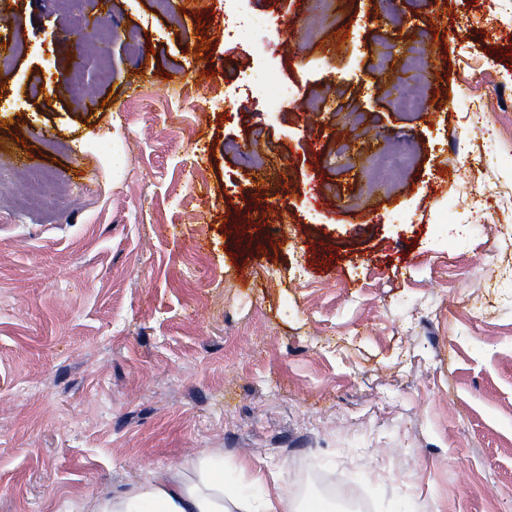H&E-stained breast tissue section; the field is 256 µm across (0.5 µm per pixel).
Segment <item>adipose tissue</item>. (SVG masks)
Here are the masks:
<instances>
[{"mask_svg": "<svg viewBox=\"0 0 512 512\" xmlns=\"http://www.w3.org/2000/svg\"><path fill=\"white\" fill-rule=\"evenodd\" d=\"M92 512H299L287 493L253 499L228 491L224 470H207L202 485H191L170 472H153L144 482L94 501Z\"/></svg>", "mask_w": 512, "mask_h": 512, "instance_id": "obj_1", "label": "adipose tissue"}]
</instances>
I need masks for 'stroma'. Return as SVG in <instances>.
<instances>
[{"label": "stroma", "instance_id": "obj_1", "mask_svg": "<svg viewBox=\"0 0 512 512\" xmlns=\"http://www.w3.org/2000/svg\"><path fill=\"white\" fill-rule=\"evenodd\" d=\"M384 6L0 0V512H512V0ZM299 512L288 500V493L278 492L253 499L229 492L224 485V468L207 470L203 485H191L170 472H149L144 482L133 485L112 498L96 500L92 512Z\"/></svg>", "mask_w": 512, "mask_h": 512}]
</instances>
